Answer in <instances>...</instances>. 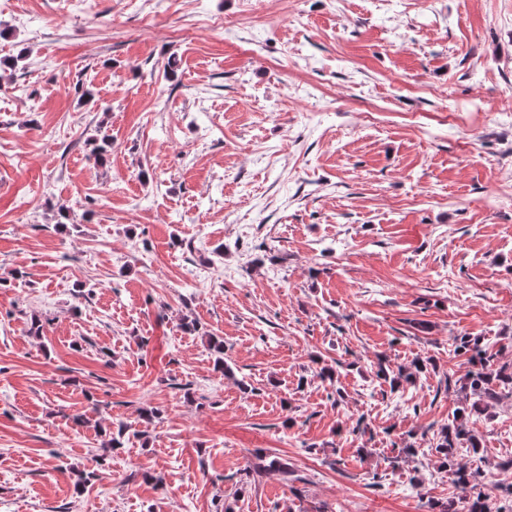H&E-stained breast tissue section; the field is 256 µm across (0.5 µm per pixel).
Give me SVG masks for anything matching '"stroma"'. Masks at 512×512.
Wrapping results in <instances>:
<instances>
[{
	"instance_id": "stroma-1",
	"label": "stroma",
	"mask_w": 512,
	"mask_h": 512,
	"mask_svg": "<svg viewBox=\"0 0 512 512\" xmlns=\"http://www.w3.org/2000/svg\"><path fill=\"white\" fill-rule=\"evenodd\" d=\"M15 55L0 512L458 499L430 452L462 406L456 339L512 363V0H0ZM427 356L398 389L377 376ZM118 423L145 441L106 448ZM469 427L455 461L511 487L512 401Z\"/></svg>"
}]
</instances>
